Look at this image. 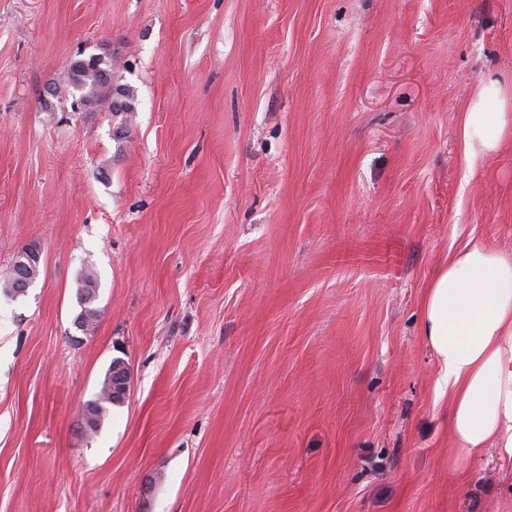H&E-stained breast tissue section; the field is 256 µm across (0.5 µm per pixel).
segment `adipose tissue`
I'll return each instance as SVG.
<instances>
[{
    "instance_id": "ef3b65f1",
    "label": "adipose tissue",
    "mask_w": 512,
    "mask_h": 512,
    "mask_svg": "<svg viewBox=\"0 0 512 512\" xmlns=\"http://www.w3.org/2000/svg\"><path fill=\"white\" fill-rule=\"evenodd\" d=\"M492 100L506 102L495 81L482 85L464 114L467 159L495 152L512 131L507 112L488 111ZM421 333L440 366L436 389L451 401L449 461L492 451L512 464V255L475 242L437 266L423 300Z\"/></svg>"
}]
</instances>
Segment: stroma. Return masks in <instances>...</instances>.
I'll list each match as a JSON object with an SVG mask.
<instances>
[{"mask_svg": "<svg viewBox=\"0 0 512 512\" xmlns=\"http://www.w3.org/2000/svg\"><path fill=\"white\" fill-rule=\"evenodd\" d=\"M111 58L136 112L46 94ZM512 0H0V512H486L419 331L436 265L512 251ZM97 276L85 334L80 273ZM129 390L83 430L112 359ZM505 90L497 81L483 84L476 99L464 112L462 139L465 156L475 160L495 152L510 128L505 108ZM495 100L503 112H485L489 101ZM30 248L32 247L23 248L15 256L10 277L5 286L3 285L2 287L4 293L8 294L7 290L18 291L20 288L22 289L18 291L17 295H24L27 292L28 288H30L34 282L30 281L29 277H24L23 280H20L22 279L20 274L32 276V279L36 280L39 274L40 257ZM18 281L17 288H13Z\"/></svg>", "mask_w": 512, "mask_h": 512, "instance_id": "35a3bbf8", "label": "stroma"}]
</instances>
